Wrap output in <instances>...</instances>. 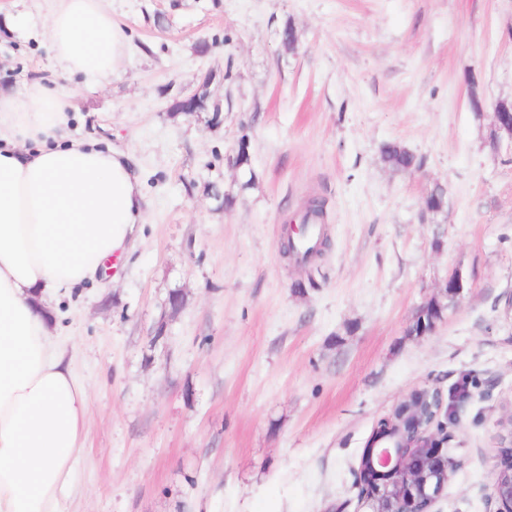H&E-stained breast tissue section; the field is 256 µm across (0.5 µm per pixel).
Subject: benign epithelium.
Segmentation results:
<instances>
[{
  "instance_id": "obj_1",
  "label": "benign epithelium",
  "mask_w": 512,
  "mask_h": 512,
  "mask_svg": "<svg viewBox=\"0 0 512 512\" xmlns=\"http://www.w3.org/2000/svg\"><path fill=\"white\" fill-rule=\"evenodd\" d=\"M195 90L177 98L181 112L199 113ZM490 142L512 143V112L492 105ZM451 417L444 410L442 393L437 389H417L409 393L382 418L373 431L370 467L360 466L362 494L371 512H431V507L450 479L460 460L448 454L454 435L448 430ZM497 461L491 474V498L496 512H512V419L503 425Z\"/></svg>"
}]
</instances>
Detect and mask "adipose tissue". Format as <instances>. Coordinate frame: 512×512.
<instances>
[{
	"instance_id": "adipose-tissue-1",
	"label": "adipose tissue",
	"mask_w": 512,
	"mask_h": 512,
	"mask_svg": "<svg viewBox=\"0 0 512 512\" xmlns=\"http://www.w3.org/2000/svg\"><path fill=\"white\" fill-rule=\"evenodd\" d=\"M54 80L0 90V512H62L90 397L52 300L95 280L143 220L128 157L67 134L73 91L108 83L129 40L104 0H51Z\"/></svg>"
}]
</instances>
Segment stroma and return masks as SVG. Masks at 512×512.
<instances>
[{"mask_svg":"<svg viewBox=\"0 0 512 512\" xmlns=\"http://www.w3.org/2000/svg\"><path fill=\"white\" fill-rule=\"evenodd\" d=\"M0 2V86L20 91L52 75L49 4ZM107 6L128 54L108 84L77 86L68 133L131 157L144 220L119 268L54 304L91 402L63 512H369L359 463L379 420L412 390L463 385L462 465L433 512H495L512 146L489 133L493 102L512 100V0ZM208 73L220 122L171 112ZM243 138L248 173L232 162ZM392 142L419 168H388ZM438 184L447 206L430 213ZM312 197L328 244L303 264L283 228ZM432 301L442 318L416 335Z\"/></svg>","mask_w":512,"mask_h":512,"instance_id":"obj_1","label":"stroma"}]
</instances>
